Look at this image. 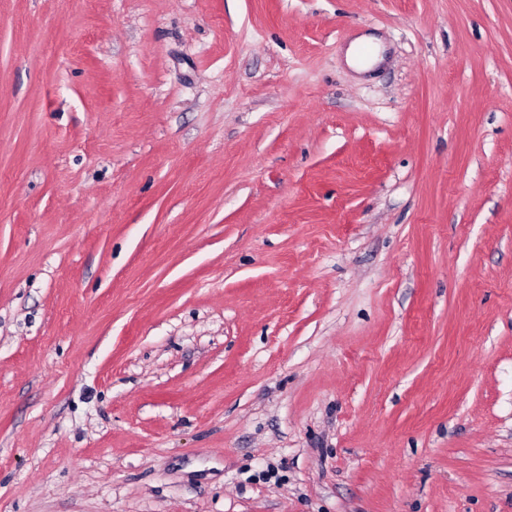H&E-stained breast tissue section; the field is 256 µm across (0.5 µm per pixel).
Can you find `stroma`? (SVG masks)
I'll return each mask as SVG.
<instances>
[{
  "label": "stroma",
  "instance_id": "obj_1",
  "mask_svg": "<svg viewBox=\"0 0 512 512\" xmlns=\"http://www.w3.org/2000/svg\"><path fill=\"white\" fill-rule=\"evenodd\" d=\"M0 512H512V0H0Z\"/></svg>",
  "mask_w": 512,
  "mask_h": 512
}]
</instances>
